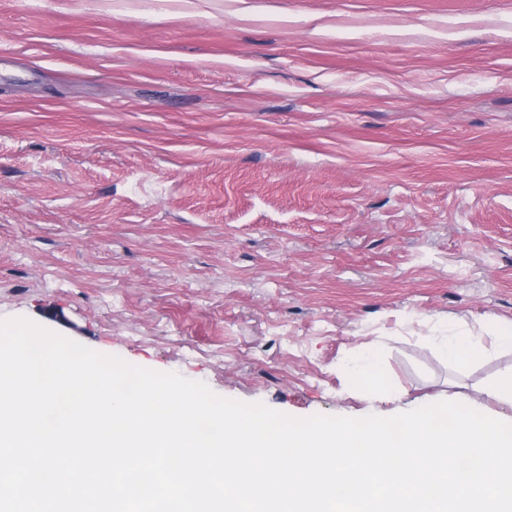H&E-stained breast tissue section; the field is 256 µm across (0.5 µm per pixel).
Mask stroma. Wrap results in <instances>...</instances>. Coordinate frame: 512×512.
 <instances>
[{
  "label": "stroma",
  "instance_id": "1",
  "mask_svg": "<svg viewBox=\"0 0 512 512\" xmlns=\"http://www.w3.org/2000/svg\"><path fill=\"white\" fill-rule=\"evenodd\" d=\"M17 316L295 417L512 423V0H0ZM448 356L456 364H464L476 357L482 352V345L472 336L455 335L448 339ZM353 381L360 385L379 387L382 385V375L371 354L362 355L351 366Z\"/></svg>",
  "mask_w": 512,
  "mask_h": 512
}]
</instances>
